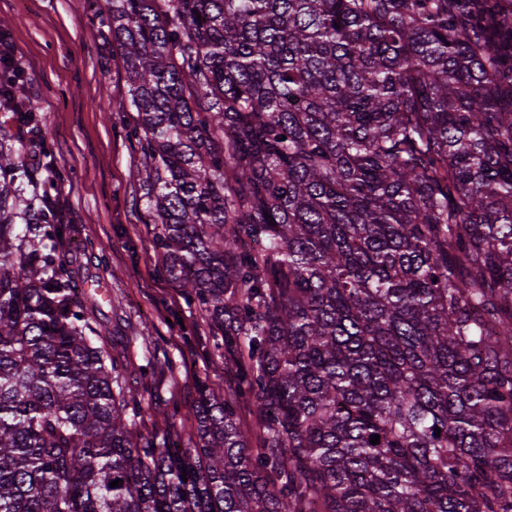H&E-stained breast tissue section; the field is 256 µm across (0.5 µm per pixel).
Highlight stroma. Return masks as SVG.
<instances>
[{"label":"stroma","instance_id":"obj_1","mask_svg":"<svg viewBox=\"0 0 512 512\" xmlns=\"http://www.w3.org/2000/svg\"><path fill=\"white\" fill-rule=\"evenodd\" d=\"M104 0H0L14 62L28 77L27 95L39 109L55 165L63 172L60 195L77 238L93 243L87 259L111 284L110 298L132 326L154 325L178 367L157 375L150 388L162 401L177 402L174 436L194 431L199 384L216 392L229 386L222 352L196 309L186 305L165 278L145 189L129 179L140 155L124 138L129 112L113 101L127 92L124 62L100 24ZM108 262L100 264L98 248Z\"/></svg>","mask_w":512,"mask_h":512}]
</instances>
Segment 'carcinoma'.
<instances>
[{"mask_svg": "<svg viewBox=\"0 0 512 512\" xmlns=\"http://www.w3.org/2000/svg\"><path fill=\"white\" fill-rule=\"evenodd\" d=\"M108 4L130 178L234 387L140 431L176 362L106 317L0 55V512H512V0Z\"/></svg>", "mask_w": 512, "mask_h": 512, "instance_id": "cac0c4a2", "label": "carcinoma"}]
</instances>
